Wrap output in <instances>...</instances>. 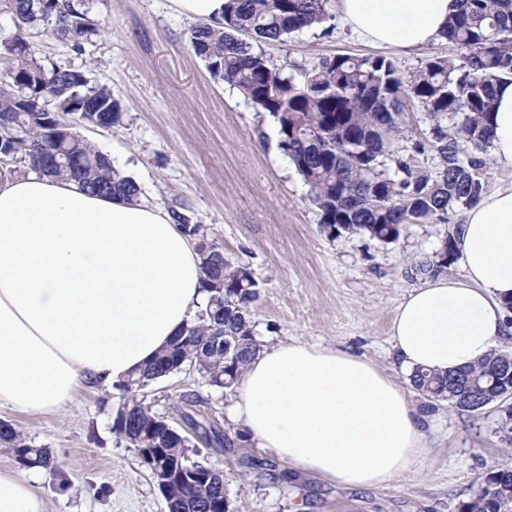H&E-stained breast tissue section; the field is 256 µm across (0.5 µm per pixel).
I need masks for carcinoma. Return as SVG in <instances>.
<instances>
[{
	"label": "carcinoma",
	"mask_w": 512,
	"mask_h": 512,
	"mask_svg": "<svg viewBox=\"0 0 512 512\" xmlns=\"http://www.w3.org/2000/svg\"><path fill=\"white\" fill-rule=\"evenodd\" d=\"M2 14L10 18L14 32L0 52V71L11 74L10 83L0 85V116L13 118L17 145L0 160V173H17L24 165L75 181L97 196H139L138 184L107 155L88 140L76 141L56 128L57 112H101L108 126L119 124L122 110L111 89L66 65H46L31 41L41 32L76 49L92 41L103 29L93 0H0ZM335 20L336 0H226L224 20L197 24L189 42L212 77L236 88L255 111L276 123L279 148L308 186L309 200L329 237L346 233L391 243L407 224L445 223L449 214L471 208L486 189L490 159L468 148L482 152L490 145L487 119L495 88L512 80V0H461L444 33L459 57L429 56L407 75L385 56L336 54L298 80L276 66L263 48L282 44L302 29L331 32ZM407 100L419 104L430 129L429 137L415 141L413 154L405 158L400 138ZM428 151L432 165H419L417 156ZM182 228L198 239L207 304L181 337L115 386L121 394L115 431L132 446L140 436H150L153 447L165 452L162 462L181 454L189 438L169 430L166 417L141 397L144 390L197 362L194 346L203 340L215 344L203 361V375L208 385L220 389L233 388L260 350L252 321L258 294L252 271L226 258L224 249L200 233L199 226ZM457 255L450 232L416 272L440 275ZM510 354L496 350L462 370L477 387L462 401L449 385L453 372L418 370L411 385L457 411L479 412L486 400L498 405V432L511 448L512 406L507 398L493 397L498 385L492 384L502 359ZM182 400V418L207 447L221 451L232 446L218 424L196 421V395ZM0 446L10 449L23 467H53L48 450L30 445L7 421H0ZM484 478L485 484L460 505V512H502V501L512 499L511 474L494 468Z\"/></svg>",
	"instance_id": "cac0c4a2"
}]
</instances>
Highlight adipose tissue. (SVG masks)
<instances>
[{"label": "adipose tissue", "mask_w": 512, "mask_h": 512, "mask_svg": "<svg viewBox=\"0 0 512 512\" xmlns=\"http://www.w3.org/2000/svg\"><path fill=\"white\" fill-rule=\"evenodd\" d=\"M459 0H336L360 37L410 53L443 37ZM488 123L512 163V82ZM464 279L411 289L390 326L406 375L476 364L512 332V187L484 194L457 233ZM193 241L163 207L90 195L36 172L0 177V409L33 415L83 387L116 384L180 334L203 304ZM247 438L288 466L382 488L428 446L408 392L373 361L299 341L261 350L231 409ZM0 512H45L24 474L0 469Z\"/></svg>", "instance_id": "ef3b65f1"}]
</instances>
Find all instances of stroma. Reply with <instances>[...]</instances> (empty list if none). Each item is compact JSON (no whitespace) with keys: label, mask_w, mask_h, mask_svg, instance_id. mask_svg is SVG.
I'll use <instances>...</instances> for the list:
<instances>
[{"label":"stroma","mask_w":512,"mask_h":512,"mask_svg":"<svg viewBox=\"0 0 512 512\" xmlns=\"http://www.w3.org/2000/svg\"><path fill=\"white\" fill-rule=\"evenodd\" d=\"M95 6L105 30L82 50L45 33L33 39L45 62L84 71L120 103L119 125L84 129V137L138 183L144 199L169 210L177 223L201 225L226 257L252 270L260 346L290 340L340 345L406 384L394 365L390 321L403 296L424 281L414 264L440 248L463 212L445 223L406 225L392 243L362 235L329 238L307 185L278 146L276 124L211 76L189 44L195 21L175 0H95ZM266 53L297 75L337 53L380 54L409 73L428 56L454 58L458 50L441 40L405 55L371 45L340 23L327 34H291ZM186 394L200 398L199 416L236 439L234 391L209 386L194 367L145 391L147 403L178 428ZM411 398L428 417L430 446L384 488L348 489L290 470L248 440L236 439L219 454L194 439L188 454L223 471L235 512H458L487 470L512 464V450L495 433L499 413L492 406L454 411L416 392ZM119 403L118 390L102 387L79 391L46 415L0 410V420L16 424L54 460L53 469L27 472L46 512H166L136 449L113 429ZM246 455L256 458L255 466L243 464Z\"/></svg>","instance_id":"obj_1"}]
</instances>
